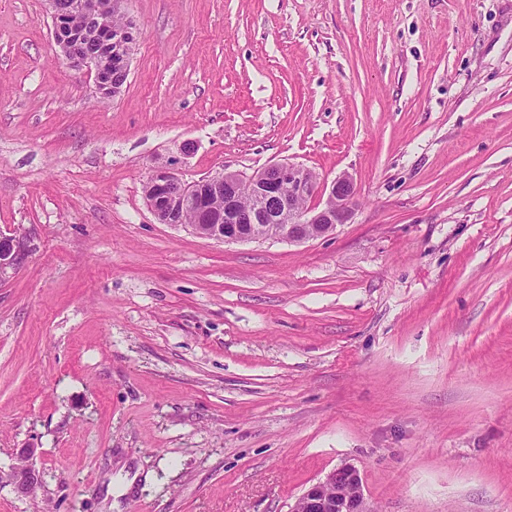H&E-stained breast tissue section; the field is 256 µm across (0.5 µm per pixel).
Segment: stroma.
I'll list each match as a JSON object with an SVG mask.
<instances>
[{
    "label": "stroma",
    "instance_id": "1",
    "mask_svg": "<svg viewBox=\"0 0 512 512\" xmlns=\"http://www.w3.org/2000/svg\"><path fill=\"white\" fill-rule=\"evenodd\" d=\"M116 97L0 0V512H512V0H127ZM193 153L182 154L184 143ZM281 160L350 223L224 244L144 187ZM28 243L27 234L17 231L9 234L0 232V279L22 267L30 252ZM37 453L38 450L34 447L22 448L16 453V464L12 467L10 480L21 496H34L37 491L39 475L33 466ZM289 512H371L362 490V479L352 466L330 471L323 480L309 486Z\"/></svg>",
    "mask_w": 512,
    "mask_h": 512
}]
</instances>
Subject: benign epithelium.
Segmentation results:
<instances>
[{"label":"benign epithelium","instance_id":"benign-epithelium-1","mask_svg":"<svg viewBox=\"0 0 512 512\" xmlns=\"http://www.w3.org/2000/svg\"><path fill=\"white\" fill-rule=\"evenodd\" d=\"M52 20V33L60 56L73 71L93 79L96 97L112 96V83L107 80L112 65L127 70L132 58L135 35L133 26L117 37L125 52H112V32L98 25L99 19L122 12L124 0H81L79 9L86 17L85 28L94 31L99 50L93 56L85 51L84 33L71 23L69 12L58 0H47ZM148 206L162 224L187 227L196 236L222 242H249L272 237L300 244L317 236H328L336 227L352 217L356 196L353 177L344 173L328 186L302 164L277 161L252 173L224 169L197 181L187 182L172 167H161L149 177ZM248 193L253 203L245 206L241 196ZM224 198V207L214 209L213 200ZM192 216L185 224L184 217ZM259 224H275L272 235L256 229ZM319 227L317 234L309 226ZM30 252L28 235L14 231L0 232V279L16 272ZM38 449L22 448L17 452L10 480L21 496L35 495L39 475L33 466ZM289 512H371L362 490V479L352 466L330 471L324 479L312 484L294 502Z\"/></svg>","mask_w":512,"mask_h":512}]
</instances>
